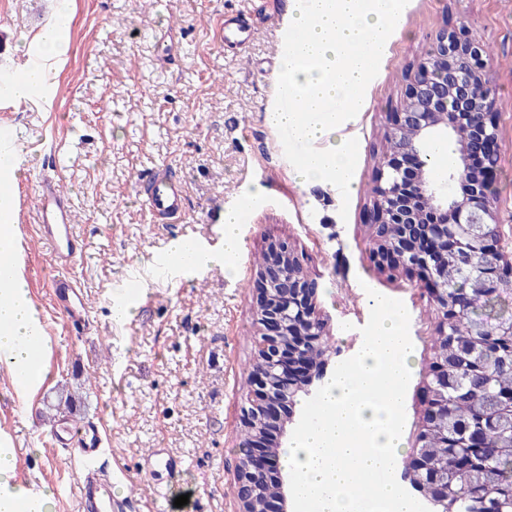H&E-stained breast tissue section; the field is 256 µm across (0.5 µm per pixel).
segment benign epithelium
I'll list each match as a JSON object with an SVG mask.
<instances>
[{"label":"benign epithelium","instance_id":"benign-epithelium-1","mask_svg":"<svg viewBox=\"0 0 512 512\" xmlns=\"http://www.w3.org/2000/svg\"><path fill=\"white\" fill-rule=\"evenodd\" d=\"M485 50L472 38L442 31L432 52L416 65L405 86L400 111L384 137L396 143L378 162L377 176L366 210L373 254L389 272L413 273L440 314L433 343L435 356L422 387V425L448 435L455 412L448 393L458 391L456 370L475 364L471 345L448 339L457 315L473 307V296L489 304L512 297V255L501 246L498 215L492 205L499 148L498 124L491 112L484 78ZM483 119H474L475 112ZM451 139L456 163L449 172L454 189L437 183L429 153L434 142ZM492 262L473 267L474 290L448 301V266L472 267L470 249ZM256 336L260 366L250 376L243 427L257 433L246 458L240 461L237 498L248 512L254 495L266 488L265 512H288V494L281 477L280 438L290 421L278 410L321 389L331 357L325 343L327 322L316 305L318 284L304 274V257L286 240L269 243L256 272ZM512 428V418L482 416L466 428L452 453L453 470L473 471L465 448H484V434ZM402 479L415 490L429 489L432 498L448 500V464L412 453Z\"/></svg>","mask_w":512,"mask_h":512}]
</instances>
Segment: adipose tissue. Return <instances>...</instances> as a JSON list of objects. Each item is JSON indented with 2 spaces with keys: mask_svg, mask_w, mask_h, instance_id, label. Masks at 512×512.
I'll return each instance as SVG.
<instances>
[{
  "mask_svg": "<svg viewBox=\"0 0 512 512\" xmlns=\"http://www.w3.org/2000/svg\"><path fill=\"white\" fill-rule=\"evenodd\" d=\"M291 22L297 37L281 62L282 94L296 99L300 111L277 109L267 124L286 130L306 151L295 177L301 183H345L350 159L343 134L363 101L369 76L389 45V23L399 19L405 0H292ZM9 197L0 195V369L16 381L18 395L45 381L37 355L50 343L31 302L13 255L17 231L8 219ZM239 212L224 214V254L217 257L185 239L175 252H189L191 268L232 259L237 247ZM371 306L378 314L352 369L338 372L322 393L323 412L282 448L280 464L289 475L293 496L309 512H414L384 472L405 435L397 417L411 374V346L403 332L404 313L383 299ZM17 456L0 434V512H51L48 489L32 492L17 478Z\"/></svg>",
  "mask_w": 512,
  "mask_h": 512,
  "instance_id": "obj_1",
  "label": "adipose tissue"
}]
</instances>
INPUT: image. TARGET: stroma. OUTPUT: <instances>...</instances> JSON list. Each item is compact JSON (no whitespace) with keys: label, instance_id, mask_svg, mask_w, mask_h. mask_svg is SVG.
Listing matches in <instances>:
<instances>
[{"label":"stroma","instance_id":"1","mask_svg":"<svg viewBox=\"0 0 512 512\" xmlns=\"http://www.w3.org/2000/svg\"><path fill=\"white\" fill-rule=\"evenodd\" d=\"M63 2L71 31L63 54L44 62L49 91L0 108V127L10 129L18 150L17 176L0 191L16 202L18 265L52 341L47 380L26 398L0 370V430L17 442L19 474L39 475L54 512H76L70 487L80 466L72 450L54 446L44 418L65 386L79 397L76 423H97L107 435L101 474L118 460L128 469L115 487L121 512H239L256 271L274 239L303 253L318 283L331 329L329 373L353 366L371 335V295L405 307L414 365L399 418L414 443L438 314L413 280L377 267L364 214L407 76L440 30L464 28L486 52L500 137L494 206L502 245L512 251V0H407L351 127L349 192L297 182L278 130L265 121L280 93L276 18L289 12L290 0H0V77L32 63L31 46ZM235 16L249 36L221 46L214 28ZM148 172L184 181L180 221L158 222L137 197L135 184ZM46 176L60 180L75 210L78 254L63 270L34 234L35 189ZM256 188L261 195L240 227L234 274L220 264L160 274L156 259L175 239L221 251L218 215ZM128 274L139 277L148 301L116 322L111 302ZM59 275L87 292L91 312L80 332H68L52 306L50 283ZM154 448L162 462L146 461ZM184 494L188 504L175 507Z\"/></svg>","mask_w":512,"mask_h":512}]
</instances>
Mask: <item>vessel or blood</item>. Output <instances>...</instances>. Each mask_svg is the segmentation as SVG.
<instances>
[{
	"label": "vessel or blood",
	"instance_id": "vessel-or-blood-1",
	"mask_svg": "<svg viewBox=\"0 0 512 512\" xmlns=\"http://www.w3.org/2000/svg\"><path fill=\"white\" fill-rule=\"evenodd\" d=\"M151 214L167 221L180 217L184 207V188L176 180L160 173H151L136 184ZM35 223L38 237L51 247L52 262L64 267L72 264L77 243L73 207L59 189L54 178L42 179L36 191ZM54 307L61 312L68 328L79 330L88 320L86 292L72 278H56L51 282ZM54 437L65 446L75 449L82 462V476L75 486L78 512H119L120 505L112 498V481L102 477L95 464L105 447L106 435L94 424L65 427Z\"/></svg>",
	"mask_w": 512,
	"mask_h": 512
}]
</instances>
